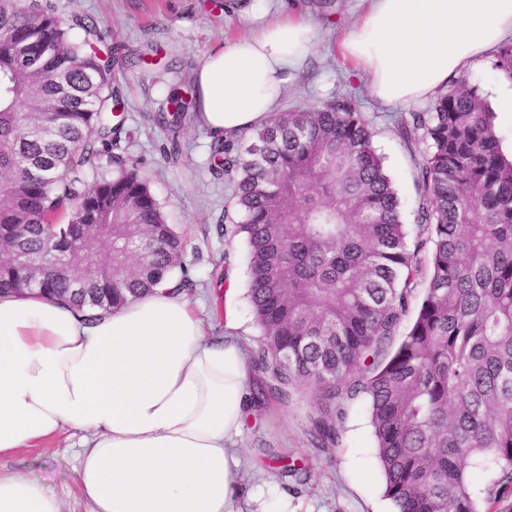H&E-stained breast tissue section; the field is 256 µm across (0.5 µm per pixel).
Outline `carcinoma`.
Listing matches in <instances>:
<instances>
[{"instance_id":"1","label":"carcinoma","mask_w":512,"mask_h":512,"mask_svg":"<svg viewBox=\"0 0 512 512\" xmlns=\"http://www.w3.org/2000/svg\"><path fill=\"white\" fill-rule=\"evenodd\" d=\"M51 0H0V294L28 288L78 308L117 307L166 278L194 282L183 236L119 151L112 69L70 39ZM493 69L512 80V42ZM465 80L396 133L430 151L415 172L414 227L350 97L214 137L241 215L247 298L261 330L250 407L315 389L312 443L337 445L366 402L398 512H512V153ZM112 178L100 176L103 163ZM112 226L98 277L75 287L78 226ZM60 253L50 278L40 260ZM492 470L480 492L475 473Z\"/></svg>"}]
</instances>
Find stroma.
<instances>
[{
	"label": "stroma",
	"mask_w": 512,
	"mask_h": 512,
	"mask_svg": "<svg viewBox=\"0 0 512 512\" xmlns=\"http://www.w3.org/2000/svg\"><path fill=\"white\" fill-rule=\"evenodd\" d=\"M304 2L228 0L225 7L218 8L213 0H52L64 20H92L113 55L149 56V64L114 72L124 94L121 119L130 134L128 153L137 161L168 223L185 235V262L195 283L187 298L203 319L207 334L224 333L225 312L217 308L208 286L211 273L218 269L234 276L233 304L241 324L238 335L249 349L257 347L260 330L245 297L246 249L241 237L228 229L224 210L231 192L223 177L212 172V135L195 119L192 74L208 53L278 18L289 15L302 20L311 29L310 47L289 72L279 111H301L352 94L409 213L416 205L414 162L429 151L425 141L407 150L396 135L394 119L404 110L430 111L433 99L403 108L378 101L366 79L350 75L349 64L338 51L340 42L357 31L362 0H337L335 13L327 22L305 8ZM172 87L186 103V116L174 130L161 121L172 110L165 100ZM173 142L178 143L179 151L167 154ZM313 396V388L302 387L288 405L257 409L239 439L245 456L262 460L276 454L303 461L308 480L297 483L284 470L261 464L244 470V490L271 502L287 500L288 512H394L384 494L366 405L350 408L337 446L317 448L309 436ZM80 439V432L65 430L44 447L0 459V468L51 486L63 499L65 512H91V503L78 491Z\"/></svg>",
	"instance_id": "obj_1"
}]
</instances>
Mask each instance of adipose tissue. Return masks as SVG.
<instances>
[{"label":"adipose tissue","instance_id":"adipose-tissue-1","mask_svg":"<svg viewBox=\"0 0 512 512\" xmlns=\"http://www.w3.org/2000/svg\"><path fill=\"white\" fill-rule=\"evenodd\" d=\"M339 50L389 105L447 87L512 38V0H366ZM310 29L295 18L212 51L195 70L197 123L246 133L272 117ZM227 334L204 325L169 283L86 320L68 302L0 294V458L64 428L81 431L78 487L92 512H255L238 446L251 365L233 306ZM0 512H63L45 483L0 471Z\"/></svg>","mask_w":512,"mask_h":512}]
</instances>
